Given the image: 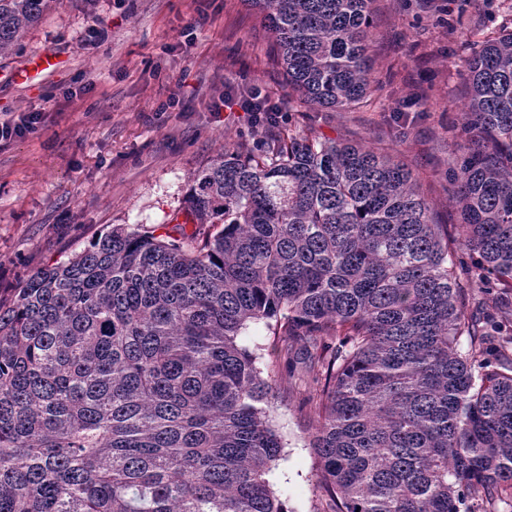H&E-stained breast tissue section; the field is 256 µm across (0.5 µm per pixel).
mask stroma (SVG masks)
<instances>
[{"label": "stroma", "instance_id": "stroma-1", "mask_svg": "<svg viewBox=\"0 0 512 512\" xmlns=\"http://www.w3.org/2000/svg\"><path fill=\"white\" fill-rule=\"evenodd\" d=\"M372 17L367 101L331 111L292 94L272 34L242 0H53L23 48L0 60V118L41 115L36 132L0 143V295L112 225L173 232L199 169L279 131L391 155L412 170L437 220L457 223L448 181L464 104L457 63L474 42L512 27V0H374ZM48 51L61 65L23 80L21 69ZM253 88L279 102L278 128L213 112L224 91ZM303 397L281 383L273 425L286 448L270 480L295 512H313L315 420Z\"/></svg>", "mask_w": 512, "mask_h": 512}]
</instances>
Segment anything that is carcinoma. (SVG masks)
<instances>
[{"instance_id":"1","label":"carcinoma","mask_w":512,"mask_h":512,"mask_svg":"<svg viewBox=\"0 0 512 512\" xmlns=\"http://www.w3.org/2000/svg\"><path fill=\"white\" fill-rule=\"evenodd\" d=\"M48 2L0 0V59ZM245 2L301 100L363 102L374 0ZM459 67L453 232L404 164L298 131L200 169L194 232L116 225L0 298V512H290L285 375L327 512L511 508L512 328L471 304L512 299V29Z\"/></svg>"}]
</instances>
